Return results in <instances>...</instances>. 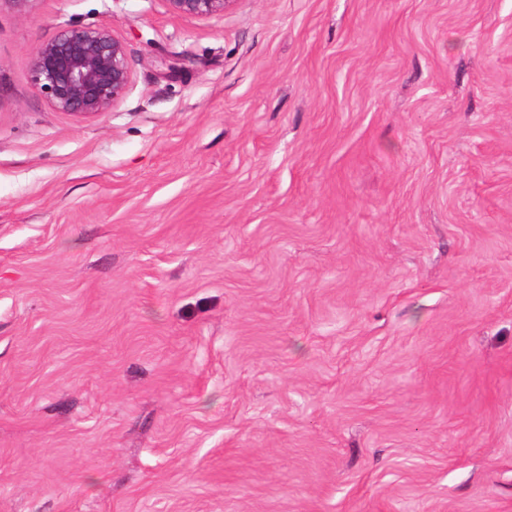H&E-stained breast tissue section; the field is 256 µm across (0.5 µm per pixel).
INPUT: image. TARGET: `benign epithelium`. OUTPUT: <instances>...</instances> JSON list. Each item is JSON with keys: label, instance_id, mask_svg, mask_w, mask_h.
<instances>
[{"label": "benign epithelium", "instance_id": "1", "mask_svg": "<svg viewBox=\"0 0 512 512\" xmlns=\"http://www.w3.org/2000/svg\"><path fill=\"white\" fill-rule=\"evenodd\" d=\"M196 19L224 13L235 0H165ZM31 82L57 112L90 117L112 111L132 84L125 41L107 25H69L26 58Z\"/></svg>", "mask_w": 512, "mask_h": 512}]
</instances>
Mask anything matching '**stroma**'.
I'll use <instances>...</instances> for the list:
<instances>
[{
	"instance_id": "obj_1",
	"label": "stroma",
	"mask_w": 512,
	"mask_h": 512,
	"mask_svg": "<svg viewBox=\"0 0 512 512\" xmlns=\"http://www.w3.org/2000/svg\"><path fill=\"white\" fill-rule=\"evenodd\" d=\"M0 512H512V0H0ZM169 11L196 19H208L224 13L235 0H165ZM31 82L57 112L112 111L132 84L125 41L107 25H69L26 58Z\"/></svg>"
}]
</instances>
